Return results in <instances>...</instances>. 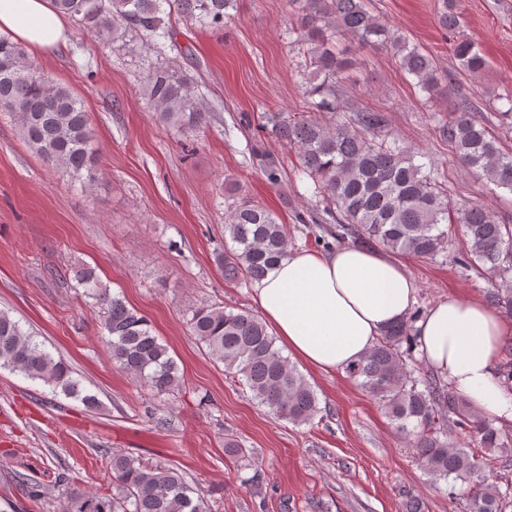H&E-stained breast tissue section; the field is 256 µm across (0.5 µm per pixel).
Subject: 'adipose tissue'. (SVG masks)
<instances>
[{
  "instance_id": "ef3b65f1",
  "label": "adipose tissue",
  "mask_w": 512,
  "mask_h": 512,
  "mask_svg": "<svg viewBox=\"0 0 512 512\" xmlns=\"http://www.w3.org/2000/svg\"><path fill=\"white\" fill-rule=\"evenodd\" d=\"M0 35L42 54L65 43L68 28L50 0H0ZM253 295L293 357L322 371L357 363L389 325L413 318L421 359L450 391L484 416L512 422V393L497 373L512 319L458 296L413 316L416 282L386 252L355 245L326 253L292 249Z\"/></svg>"
}]
</instances>
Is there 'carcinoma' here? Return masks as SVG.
<instances>
[{"label": "carcinoma", "mask_w": 512, "mask_h": 512, "mask_svg": "<svg viewBox=\"0 0 512 512\" xmlns=\"http://www.w3.org/2000/svg\"><path fill=\"white\" fill-rule=\"evenodd\" d=\"M54 10L100 42L120 41L134 50L148 48L164 23L176 13L204 28L224 27L237 0H51ZM296 22L291 32L307 46L309 96L318 112L342 111L336 101V80L354 65L339 47L350 35L361 44L390 50L419 89L435 99L448 89L431 57L374 15L367 0H290ZM440 27L456 34L453 52L470 76H479L487 59L478 46L457 34L461 24L458 0H441ZM144 93L157 120L179 129H195L207 112L190 76L177 68L156 66L144 81ZM462 99L448 113L443 135L461 167L485 176L512 193V154ZM0 112L18 116L27 144L49 165L62 169L85 186L95 181L99 156L94 128L82 101L67 87L39 71L19 43L0 36ZM268 133L294 147L302 173L315 193L335 207L342 234L354 243L382 245L392 251L428 258L448 242L444 224L462 226L468 251L458 261L478 263L495 280L488 303L512 313V226L497 221L482 204L454 207L439 190L426 164L385 132L382 113L357 110L345 120L295 119L286 112L269 114ZM224 234L235 248L218 256L224 280L260 281L287 255L288 230L269 209L249 200L234 202L225 212ZM78 284L94 300L107 333L112 362L133 374L151 391L165 393L180 377L167 345L153 334L148 320L102 287L94 271H75ZM416 315L389 327L370 352L347 369L350 377L378 401L388 419L413 448L421 467L436 480L468 485L466 512H505L512 500L488 482L483 469L512 453V439L479 415L463 396L437 381L416 377L406 358L416 348L412 322ZM190 333L208 354L224 364L249 388L258 404L279 418L305 424L320 412L316 393L275 345L262 319L248 311L205 305L192 311ZM0 368L40 381L55 394L98 406L69 366L46 348L37 334L0 310ZM469 429L477 455L452 440L448 425ZM70 512H208L204 501L182 474L146 463L132 455H112V495L77 492Z\"/></svg>", "instance_id": "cac0c4a2"}]
</instances>
